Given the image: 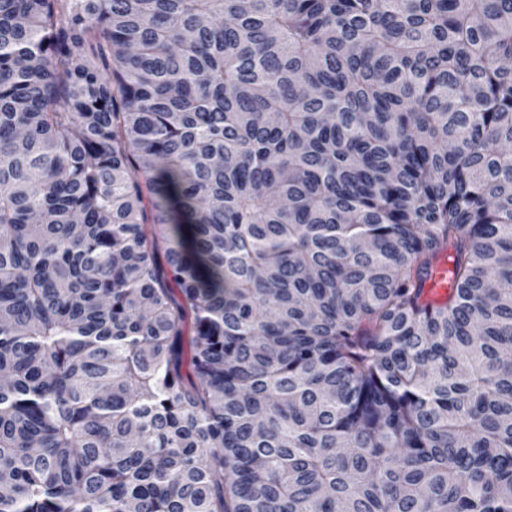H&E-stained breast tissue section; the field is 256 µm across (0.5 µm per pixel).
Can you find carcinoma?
I'll return each mask as SVG.
<instances>
[{"mask_svg": "<svg viewBox=\"0 0 512 512\" xmlns=\"http://www.w3.org/2000/svg\"><path fill=\"white\" fill-rule=\"evenodd\" d=\"M0 512H512V0H0ZM451 285L450 268L446 258H441L432 269L424 287L427 301L444 300Z\"/></svg>", "mask_w": 512, "mask_h": 512, "instance_id": "carcinoma-1", "label": "carcinoma"}]
</instances>
